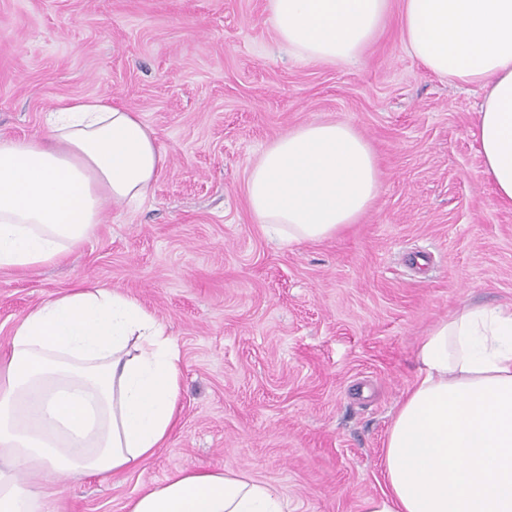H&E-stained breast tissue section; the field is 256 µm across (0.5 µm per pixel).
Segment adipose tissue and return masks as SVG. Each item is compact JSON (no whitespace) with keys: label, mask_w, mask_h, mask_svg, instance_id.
Listing matches in <instances>:
<instances>
[{"label":"adipose tissue","mask_w":512,"mask_h":512,"mask_svg":"<svg viewBox=\"0 0 512 512\" xmlns=\"http://www.w3.org/2000/svg\"><path fill=\"white\" fill-rule=\"evenodd\" d=\"M279 43L301 60L357 61L390 0H268ZM406 51L473 90L472 136L498 203L512 207V0H401ZM166 156L137 112L104 97L48 112L35 137L0 138V270L65 262L105 205L144 203ZM369 143L345 122H311L268 144L246 197L264 234L320 242L358 223L380 194ZM420 376L398 404L385 487L364 512H512V305H464L416 343ZM178 350L136 298L76 283L32 308L0 352V512H45L23 482L117 475L150 461L180 398ZM126 512H288L271 485L179 470Z\"/></svg>","instance_id":"obj_1"}]
</instances>
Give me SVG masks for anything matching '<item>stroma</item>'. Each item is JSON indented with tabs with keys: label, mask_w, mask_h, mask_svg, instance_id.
<instances>
[{
	"label": "stroma",
	"mask_w": 512,
	"mask_h": 512,
	"mask_svg": "<svg viewBox=\"0 0 512 512\" xmlns=\"http://www.w3.org/2000/svg\"><path fill=\"white\" fill-rule=\"evenodd\" d=\"M267 0H0V137L104 97L166 152L151 198L105 208L68 261L0 270V349L76 282L137 297L182 370L177 422L146 465L78 483L32 475L48 512H125L180 469L274 486L290 512H362L379 494L415 346L466 303L512 304V208L497 204L470 130L478 97L427 72L396 18L358 64L281 48ZM342 120L375 151L383 189L339 237L274 243L249 214L258 152Z\"/></svg>",
	"instance_id": "1"
}]
</instances>
